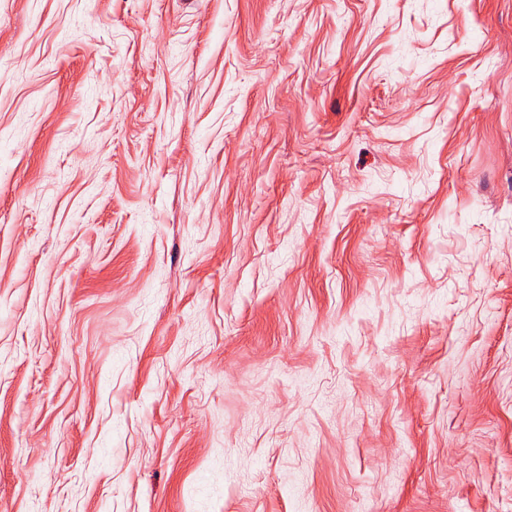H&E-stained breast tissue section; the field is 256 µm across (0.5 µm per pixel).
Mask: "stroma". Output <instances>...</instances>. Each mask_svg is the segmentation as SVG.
<instances>
[{
	"instance_id": "stroma-1",
	"label": "stroma",
	"mask_w": 512,
	"mask_h": 512,
	"mask_svg": "<svg viewBox=\"0 0 512 512\" xmlns=\"http://www.w3.org/2000/svg\"><path fill=\"white\" fill-rule=\"evenodd\" d=\"M0 512H512V0H0Z\"/></svg>"
}]
</instances>
